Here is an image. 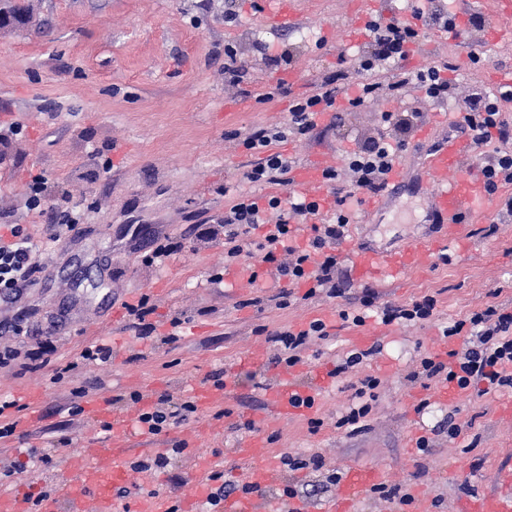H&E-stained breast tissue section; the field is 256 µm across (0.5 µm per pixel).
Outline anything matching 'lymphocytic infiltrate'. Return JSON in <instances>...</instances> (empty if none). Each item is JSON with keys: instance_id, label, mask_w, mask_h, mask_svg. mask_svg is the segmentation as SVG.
<instances>
[{"instance_id": "f902f5d3", "label": "lymphocytic infiltrate", "mask_w": 512, "mask_h": 512, "mask_svg": "<svg viewBox=\"0 0 512 512\" xmlns=\"http://www.w3.org/2000/svg\"><path fill=\"white\" fill-rule=\"evenodd\" d=\"M486 20L477 13L460 20L457 12L440 11L429 0H414L409 16L383 19L375 16L365 25L366 42L357 61L356 72L361 80L357 92L346 104H338L341 82L347 74L339 70L317 83L313 93L292 100L288 120L273 130L261 129L244 138L246 149L259 153L258 160L243 174L249 183L264 187H288L286 196L272 195L259 201L253 195H241L224 212V242L226 256L240 260L261 250L262 261L277 278L286 279L287 289L275 295L277 307H288L293 291L305 287L306 298L323 293L328 297L342 296L347 284L346 274L336 255V247L347 236L351 215L363 202L364 195L381 192L400 153L406 150L414 132L427 121L419 110L384 112L376 132L357 139L353 148L343 150L341 168L328 167L321 173L323 183L334 197L336 213L333 219H322L321 200L290 189V161L271 145L291 138H302L314 131L326 112H334L336 121L345 114L368 107L381 98H391L415 91L434 105L460 100V110L450 129L468 135L477 145L469 163L483 182L485 193L494 199L490 224L512 223V196L499 198L501 187L512 184V121L502 109L512 102V86L504 85L490 91L477 84L467 95H459L456 83L449 78L451 62L429 63L412 70L402 64L419 46L423 29L436 27L459 38L467 27L485 26ZM347 174L346 185H339L340 174ZM310 224L313 232L307 246L294 245L296 225ZM266 226L262 242L249 239L251 228ZM10 243H0V298L17 299L25 288L33 285L40 247L25 233L22 225H14ZM379 295L364 289L360 299L362 313L350 315L339 310L342 321L360 326L365 322L363 312L375 307L383 324H423L434 320L437 313L435 296L426 295L405 304L379 305ZM445 337H457L460 348L451 350L449 361L426 354L419 358L410 372L411 380L436 381L461 391L486 385L487 389L512 388V306H478L468 319L444 327ZM322 320L310 321L297 329L274 331L269 339L277 346L275 364L293 368L305 364L303 350L314 337H326ZM380 384L378 377L360 379L346 411L337 420V427H349L361 432L372 410L371 402ZM192 401H173L163 394L146 411L139 414L138 426L143 433L159 436L187 421L196 413Z\"/></svg>"}]
</instances>
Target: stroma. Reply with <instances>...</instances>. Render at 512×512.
Listing matches in <instances>:
<instances>
[{
	"label": "stroma",
	"instance_id": "stroma-1",
	"mask_svg": "<svg viewBox=\"0 0 512 512\" xmlns=\"http://www.w3.org/2000/svg\"><path fill=\"white\" fill-rule=\"evenodd\" d=\"M16 2L32 4L34 15L26 25L0 28V225H24L45 250L33 286L19 300H0V347L24 353L48 338L55 359L67 362L99 342L111 346L112 359L56 383L51 369H27L19 359L0 369V403L10 404L0 424L18 423L13 436L0 438V468L26 465L0 479V494L63 490L67 461L110 448L112 435L102 425L118 421L128 429L129 461L187 444L164 471H127L129 504L156 492L182 505L192 485L216 471L228 482H250L256 464L241 450L255 438L268 441L279 463L266 495L279 497L291 483L317 486L306 501L311 512L338 491L329 475L355 467L381 471L386 484L426 499L429 512H454L468 496L495 491L498 473L512 471V388L442 401L407 375L421 355L454 349L444 327L479 305L512 300V223L490 234L483 218L466 217L444 257L421 261L400 281L376 284L384 304L435 296L439 315L422 325L386 326L374 314L361 327L344 323L337 312L357 302L364 288L358 281L343 297L320 295L280 309L267 301L279 290L273 278L254 286L243 275L224 279L218 227L232 195L252 191L243 174L257 159L241 137L285 123L292 98L339 70L340 55L359 52L364 21L352 13L353 0H298L296 17L282 27L267 21L270 0H237L233 23L224 20L225 0ZM228 43L245 67L234 86L224 82ZM469 43L478 44L483 63L470 64ZM426 61L455 63L460 90L476 82L491 90V68L512 67V40L494 42L471 29L457 41L430 28L405 66ZM280 79L286 93L256 102ZM412 108L428 114L427 135L413 136L402 153L412 191L375 214L359 206L348 233L355 242L391 250L439 235L428 215L434 186L419 164L421 153L448 135L437 107L414 93L348 114L340 127L324 115L309 137L272 145L295 170L314 158L335 167L342 150L373 131L379 113ZM39 174L47 190L33 210L27 185ZM73 210L83 215L79 234L65 231L48 241L47 225ZM170 240L180 250L154 259L155 248ZM144 295L155 330L142 340L125 306ZM314 319L326 323L328 335L310 342L307 365L274 366L268 333ZM9 323L22 335L6 331ZM376 342L381 354L317 388L316 369H333L346 352ZM231 367L241 382L222 401L199 408L169 434L139 432L141 405L164 393L195 398L198 386L212 385ZM368 374L381 380L377 398L366 430L351 436L336 421ZM280 383L313 393L307 415L267 412L265 395ZM80 387L87 395L78 400ZM133 391L142 403L130 400ZM224 409L230 421L219 418ZM451 415L461 428L453 439L439 430ZM312 417L323 422L315 433ZM248 420L254 430L242 429ZM422 436L429 440L425 451L416 446ZM314 453L325 461L317 471L279 462L284 454ZM45 454L51 465L41 464Z\"/></svg>",
	"mask_w": 512,
	"mask_h": 512
}]
</instances>
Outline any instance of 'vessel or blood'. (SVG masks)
<instances>
[{"label": "vessel or blood", "mask_w": 512, "mask_h": 512, "mask_svg": "<svg viewBox=\"0 0 512 512\" xmlns=\"http://www.w3.org/2000/svg\"><path fill=\"white\" fill-rule=\"evenodd\" d=\"M475 150L471 138L451 136L430 151L422 166L427 177L437 188L429 199L430 208L442 223L447 224V240L455 241L457 218L468 212H491L493 206L486 197L480 179L469 171L467 160ZM446 240V241H447ZM444 243V242H443ZM443 243L420 241L400 251H373L353 245H345L344 255L350 262L355 277L365 282L401 279L419 259L438 253ZM294 388H279L268 397L270 411L279 416L296 415L304 407L296 400ZM126 452L123 437L113 440L112 458L109 464L90 465L73 462L68 466L76 478V488L69 494L70 512H84L86 500H93L97 512H116L117 492L125 481V469L121 459ZM377 471L351 470L336 497L323 512H355L358 491L379 481ZM496 492L464 501L462 512H512V473L501 472ZM283 504L272 498L230 496L224 500V512H283Z\"/></svg>", "instance_id": "b4317fda"}]
</instances>
